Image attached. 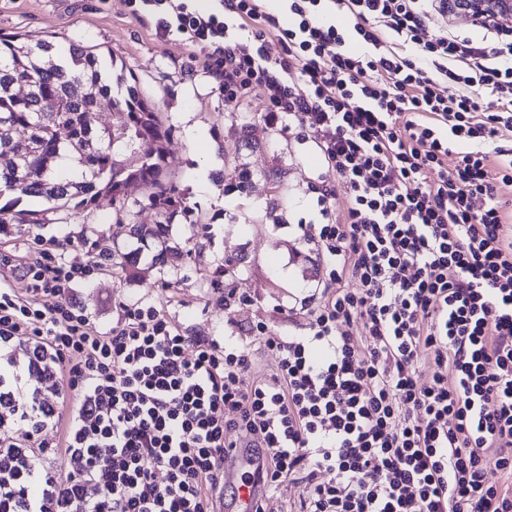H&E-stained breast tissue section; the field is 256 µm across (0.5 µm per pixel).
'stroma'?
I'll list each match as a JSON object with an SVG mask.
<instances>
[{
  "mask_svg": "<svg viewBox=\"0 0 512 512\" xmlns=\"http://www.w3.org/2000/svg\"><path fill=\"white\" fill-rule=\"evenodd\" d=\"M0 34L17 35L30 45L77 41L101 57L116 56L128 85L137 88L172 133L165 165L183 206L171 218L173 242L186 254L157 268L149 246L139 263L140 275L129 279L107 267L81 289V299L100 329L116 322L123 305L153 302L192 336L246 337L248 328L264 322L286 336L303 332L307 315L302 298L321 297L327 264L319 246L304 240L301 227L320 223L313 208L323 172L321 156L301 130L283 131L264 122L261 97L225 98L218 81L202 69L197 48L156 36L151 23L128 14L121 0H0ZM208 136L191 141L189 125ZM243 165L253 173L246 192L227 191V171ZM210 166V186L200 189L198 173ZM129 209L116 223L109 203L51 214L44 224H14L0 235V252L14 263L25 262L35 237L71 238L67 261L84 263L96 248L127 246L133 224L159 221L145 188L124 191ZM208 225L207 236L196 234ZM238 272L229 280L237 300L228 305L225 292L211 284L224 260Z\"/></svg>",
  "mask_w": 512,
  "mask_h": 512,
  "instance_id": "1",
  "label": "stroma"
}]
</instances>
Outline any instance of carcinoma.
I'll return each mask as SVG.
<instances>
[{
    "mask_svg": "<svg viewBox=\"0 0 512 512\" xmlns=\"http://www.w3.org/2000/svg\"><path fill=\"white\" fill-rule=\"evenodd\" d=\"M23 86L26 92H16ZM123 116L114 127L101 128L96 115L102 105ZM26 130L21 140L0 135V196L4 192L40 198L55 211H66L78 198L112 205L121 217L123 188L138 182L149 205L167 222L150 228L131 225V237H151L160 245L151 264L165 265L182 256L169 245L168 219L180 201L165 169V143L171 128L161 114L125 85L123 74L113 75L93 49L51 43L38 48L15 37L0 35V123ZM252 172L244 166L231 171V185L247 190ZM42 211L16 212L0 205V224H44Z\"/></svg>",
    "mask_w": 512,
    "mask_h": 512,
    "instance_id": "obj_1",
    "label": "carcinoma"
}]
</instances>
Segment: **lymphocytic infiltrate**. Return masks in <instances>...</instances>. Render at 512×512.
Returning <instances> with one entry per match:
<instances>
[{
	"mask_svg": "<svg viewBox=\"0 0 512 512\" xmlns=\"http://www.w3.org/2000/svg\"><path fill=\"white\" fill-rule=\"evenodd\" d=\"M287 2L284 25L263 0H122L319 149L329 272L304 334L253 325L278 356L262 375L251 348L152 303L94 327L77 291L106 250L1 254L0 512H214L228 448L268 492L300 484L299 512H512V31L428 36L448 0ZM455 141L471 149L450 169Z\"/></svg>",
	"mask_w": 512,
	"mask_h": 512,
	"instance_id": "f902f5d3",
	"label": "lymphocytic infiltrate"
}]
</instances>
